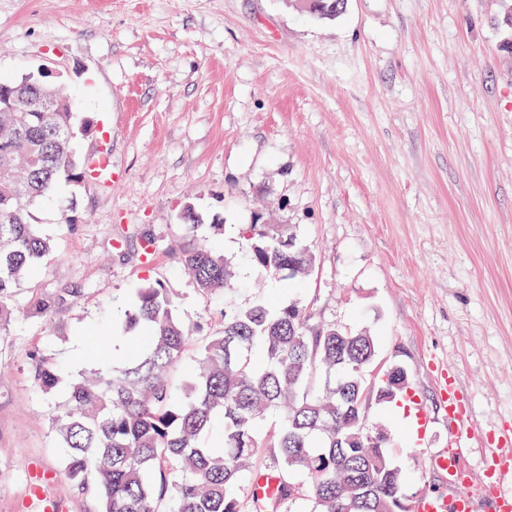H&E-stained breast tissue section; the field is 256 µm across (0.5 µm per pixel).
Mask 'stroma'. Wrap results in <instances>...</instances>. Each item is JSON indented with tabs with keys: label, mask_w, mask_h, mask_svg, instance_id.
Segmentation results:
<instances>
[{
	"label": "stroma",
	"mask_w": 512,
	"mask_h": 512,
	"mask_svg": "<svg viewBox=\"0 0 512 512\" xmlns=\"http://www.w3.org/2000/svg\"><path fill=\"white\" fill-rule=\"evenodd\" d=\"M507 0H347L318 20L285 0H0V78L59 73L79 142L111 184L64 183L32 212L53 242L15 287L0 334V512H97L72 489L54 441L55 400L34 358L80 378L90 338L124 324L138 288L163 282L181 321L224 325V299L183 270L180 213L236 269L235 297L302 305L310 324L370 329L376 371L407 372L401 404L370 402L408 499L444 494L430 458L458 431L455 376L481 432L460 465L482 479L488 441L512 448V34ZM295 227L315 263L301 290L255 267L256 214ZM223 225L214 234V225ZM69 290L51 321L37 297ZM431 419L420 438L414 417ZM444 402L448 404V416L464 420L468 414V405L462 398L455 377L448 374V382L443 389Z\"/></svg>",
	"instance_id": "obj_1"
}]
</instances>
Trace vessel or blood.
<instances>
[{"label": "vessel or blood", "instance_id": "b4317fda", "mask_svg": "<svg viewBox=\"0 0 512 512\" xmlns=\"http://www.w3.org/2000/svg\"><path fill=\"white\" fill-rule=\"evenodd\" d=\"M443 399L448 405L449 416H467L468 405L460 394L456 380L446 382ZM472 436L469 430L458 433L454 446L434 460L435 466L448 474V494L417 499L414 512H476L479 500L484 498L492 499L494 512H512V490L505 492L501 489L502 479L512 477V453L495 454V469L481 486H474L457 463L459 451Z\"/></svg>", "mask_w": 512, "mask_h": 512}]
</instances>
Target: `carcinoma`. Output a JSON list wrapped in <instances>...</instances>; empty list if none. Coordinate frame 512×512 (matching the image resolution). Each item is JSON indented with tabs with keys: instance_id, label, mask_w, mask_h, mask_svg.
<instances>
[{
	"instance_id": "1",
	"label": "carcinoma",
	"mask_w": 512,
	"mask_h": 512,
	"mask_svg": "<svg viewBox=\"0 0 512 512\" xmlns=\"http://www.w3.org/2000/svg\"><path fill=\"white\" fill-rule=\"evenodd\" d=\"M307 13L334 20L347 0H309ZM24 92L20 111L0 105V333L14 316V287L42 269L52 240L31 222L32 210L60 179L82 183L92 157L76 149L87 133L54 86ZM62 99L61 112H33L37 97ZM254 265L304 280L313 255L289 229L251 224L243 232ZM180 262L204 294L224 295V328L191 336L164 285L136 292L125 329L138 347L112 356L84 382L66 378L47 357L33 379L48 396L66 393L53 427L72 485L92 493L100 512H243L234 494L268 450L279 470L273 499L251 497L248 512L288 508L313 512H402L405 474L389 455L388 432L359 429L369 399L403 393L402 367L376 385L366 380L378 355L367 331L312 326L301 306L244 305L232 298L233 271L224 253L190 244ZM59 294L36 302L50 317ZM279 414L264 434L262 421Z\"/></svg>"
}]
</instances>
